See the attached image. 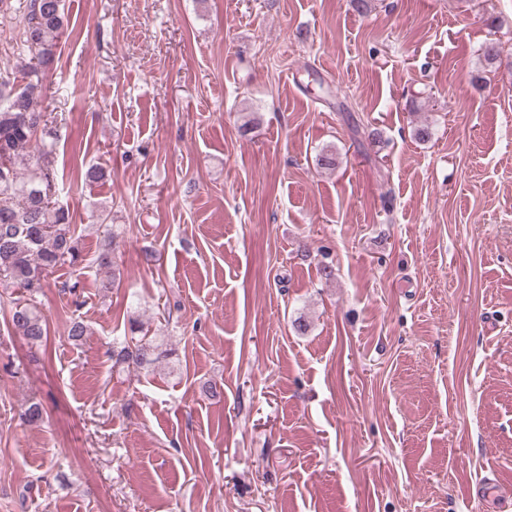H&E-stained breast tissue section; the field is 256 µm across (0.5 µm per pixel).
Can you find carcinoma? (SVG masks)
<instances>
[{"instance_id": "1", "label": "carcinoma", "mask_w": 512, "mask_h": 512, "mask_svg": "<svg viewBox=\"0 0 512 512\" xmlns=\"http://www.w3.org/2000/svg\"><path fill=\"white\" fill-rule=\"evenodd\" d=\"M65 22V0H26L15 37L22 58L13 69L0 71V280L28 295L14 302L10 323L31 343L47 335L35 295L56 270L82 262L69 205L55 201V141L47 131L48 114L38 108V66L53 62ZM30 145L37 157L22 174L18 158ZM110 356L117 364L144 367L157 362L161 353L141 339L124 343Z\"/></svg>"}]
</instances>
